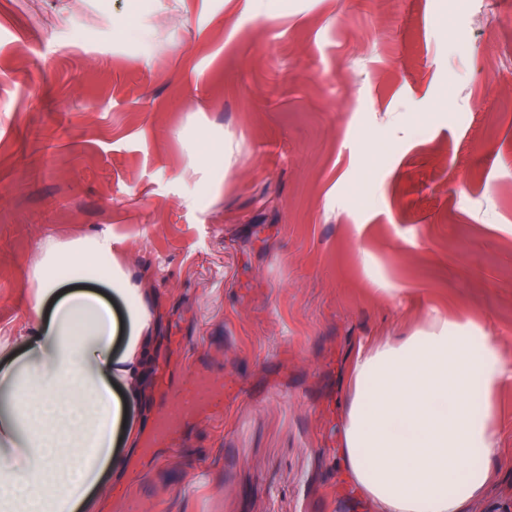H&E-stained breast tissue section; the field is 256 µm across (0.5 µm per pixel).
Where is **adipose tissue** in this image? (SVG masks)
Wrapping results in <instances>:
<instances>
[{"label":"adipose tissue","mask_w":512,"mask_h":512,"mask_svg":"<svg viewBox=\"0 0 512 512\" xmlns=\"http://www.w3.org/2000/svg\"><path fill=\"white\" fill-rule=\"evenodd\" d=\"M36 330L0 338V512H106L142 443L160 338L155 293L108 234L44 249ZM512 346L474 321L425 311L352 354L340 462L370 512H471L506 460L497 396Z\"/></svg>","instance_id":"adipose-tissue-1"}]
</instances>
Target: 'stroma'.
Returning <instances> with one entry per match:
<instances>
[{
	"instance_id": "stroma-1",
	"label": "stroma",
	"mask_w": 512,
	"mask_h": 512,
	"mask_svg": "<svg viewBox=\"0 0 512 512\" xmlns=\"http://www.w3.org/2000/svg\"><path fill=\"white\" fill-rule=\"evenodd\" d=\"M102 232L163 336L108 512H368L351 349L423 305L512 343V0H0V333Z\"/></svg>"
}]
</instances>
